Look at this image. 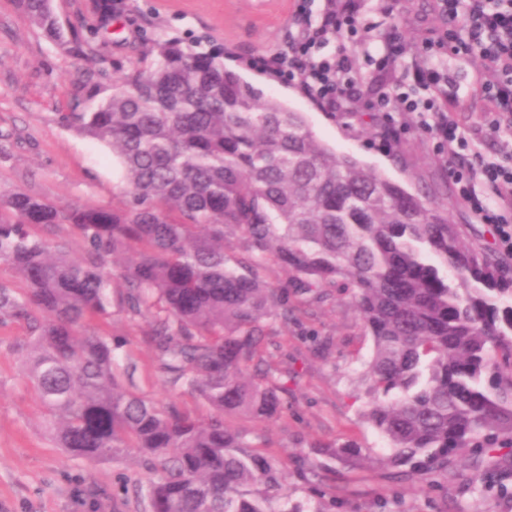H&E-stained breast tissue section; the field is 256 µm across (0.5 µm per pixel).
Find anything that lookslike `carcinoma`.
Here are the masks:
<instances>
[{
	"label": "carcinoma",
	"instance_id": "1",
	"mask_svg": "<svg viewBox=\"0 0 512 512\" xmlns=\"http://www.w3.org/2000/svg\"><path fill=\"white\" fill-rule=\"evenodd\" d=\"M16 2L65 51L92 50L95 33L63 34L47 0ZM149 55L110 83L103 68L82 72L62 116L119 160L121 205L0 196V260L25 285L0 281V325L26 326L22 358L57 447L89 462L136 449L154 474L148 512H301L272 508L285 473L226 417L282 416L288 372L263 360L267 321L344 291L373 342L357 382L386 464L407 478L475 448H511L512 257L472 241L447 199L323 144L303 113L222 55L162 39ZM57 228L81 240V255L50 238ZM272 263L287 281L263 278ZM114 306L148 322L158 372L207 418L120 383L112 338L87 327ZM332 455L357 466L361 451Z\"/></svg>",
	"mask_w": 512,
	"mask_h": 512
}]
</instances>
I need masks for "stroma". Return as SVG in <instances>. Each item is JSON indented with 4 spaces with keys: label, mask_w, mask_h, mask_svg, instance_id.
<instances>
[{
    "label": "stroma",
    "mask_w": 512,
    "mask_h": 512,
    "mask_svg": "<svg viewBox=\"0 0 512 512\" xmlns=\"http://www.w3.org/2000/svg\"><path fill=\"white\" fill-rule=\"evenodd\" d=\"M109 22L94 13L93 0H52L63 30H98V52L119 69L137 64L146 40L178 39L207 51L220 46L224 63L257 84L265 95L304 113L315 135L336 152L350 154L368 167L400 182L448 198L454 223L470 224L483 245L500 251L491 225L483 223L456 194L448 174L452 164L433 136L412 115L394 113L401 140L385 149L368 116L378 85L398 87L406 70L423 65L422 44L443 28L434 0H394L382 10L372 0L369 35L358 69L366 73L363 96L353 112H327L303 97L295 85L254 67V58L285 49L299 28L297 10L306 4L318 16L322 0H125ZM397 33L407 47L383 81L371 79L381 38ZM46 39L18 9L0 0V195L22 190L56 203L109 206L120 203L124 185L111 151L64 126L60 116L73 104V82L89 68ZM473 150L492 161L512 156V137L491 130V114L481 100L454 113ZM119 347L120 381L146 399L196 409L207 407L180 388H171L157 372L143 343L146 324H133L123 313L96 324ZM267 356L288 369V411L273 422H241L246 438L287 467L289 505L301 512H512V496L493 481H470L469 456L449 459L447 471L432 481H398L383 462L384 440L360 418L362 398L355 378L372 349L358 313L336 297L314 306L311 314L270 325ZM329 338L317 349L312 334ZM26 334L20 324L0 326V512H145L138 491L152 474L141 455L129 450L97 462L58 448L46 428L42 407L24 373L18 350ZM328 445H353L366 459L348 468L325 453Z\"/></svg>",
    "instance_id": "35a3bbf8"
}]
</instances>
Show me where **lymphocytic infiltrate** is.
Segmentation results:
<instances>
[{
  "mask_svg": "<svg viewBox=\"0 0 512 512\" xmlns=\"http://www.w3.org/2000/svg\"><path fill=\"white\" fill-rule=\"evenodd\" d=\"M326 7L317 23H305L297 39L286 51L263 56L256 64L275 78L295 83L300 93L318 105L336 111L360 98L361 81L355 70V55L339 51L326 59L320 51L342 37H357L367 29L361 0H325ZM438 9L450 18L461 19L460 28L448 30L437 41L426 43L428 55L447 50L449 56L466 58L481 53L496 73L495 81L473 79L469 89L457 82H443L433 68L417 70L415 77L433 85H446L447 94L419 99L406 91L378 93L372 102L377 112H425L431 117L429 130L440 147L455 158L451 176L459 197L483 219L499 228V239L512 250V166L478 162L459 164L460 152L468 141L461 136L451 117L465 108L470 91H477L497 115L512 113V0H438ZM490 193H477V184Z\"/></svg>",
  "mask_w": 512,
  "mask_h": 512,
  "instance_id": "lymphocytic-infiltrate-1",
  "label": "lymphocytic infiltrate"
}]
</instances>
